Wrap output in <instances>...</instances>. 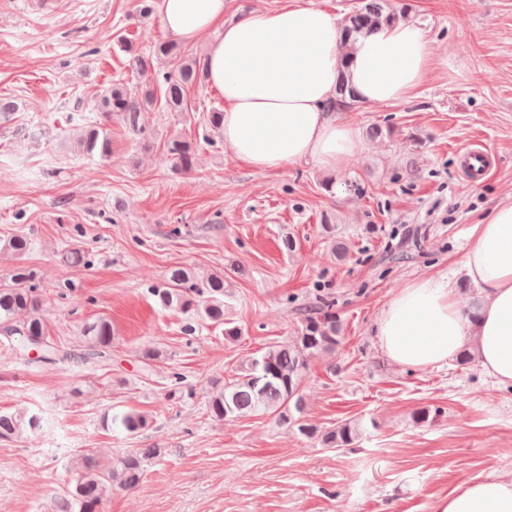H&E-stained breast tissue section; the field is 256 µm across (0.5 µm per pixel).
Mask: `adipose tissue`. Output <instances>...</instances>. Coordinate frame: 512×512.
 Segmentation results:
<instances>
[{
  "mask_svg": "<svg viewBox=\"0 0 512 512\" xmlns=\"http://www.w3.org/2000/svg\"><path fill=\"white\" fill-rule=\"evenodd\" d=\"M230 0H160L162 25L189 44L210 34L204 58L207 82L224 99L225 145L251 168L266 172L305 161L338 171L356 153L355 127L333 117L339 79L358 103L409 100L435 65L433 47L410 23L381 27L345 46L335 16L286 0L279 8L228 18ZM483 291L471 321L445 277L428 276L387 304L376 334L385 355L401 366H441L465 345L500 383L512 384V204L477 225L465 259ZM438 512H512V482L471 479Z\"/></svg>",
  "mask_w": 512,
  "mask_h": 512,
  "instance_id": "obj_1",
  "label": "adipose tissue"
}]
</instances>
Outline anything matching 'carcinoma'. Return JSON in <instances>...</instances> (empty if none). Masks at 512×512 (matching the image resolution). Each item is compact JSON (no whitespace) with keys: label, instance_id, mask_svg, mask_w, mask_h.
Listing matches in <instances>:
<instances>
[{"label":"carcinoma","instance_id":"carcinoma-1","mask_svg":"<svg viewBox=\"0 0 512 512\" xmlns=\"http://www.w3.org/2000/svg\"><path fill=\"white\" fill-rule=\"evenodd\" d=\"M399 19L400 14L388 0H364V4L345 18L344 27L349 34H371ZM155 59L178 62L176 73L162 76L161 97L166 110L183 111L188 90L205 77L203 63L182 58L177 44L173 42H160L151 53L136 55L131 69L143 75L154 69ZM153 101L154 92L150 85L133 90L124 80L116 79L100 96L97 107L107 117L114 113L121 115L132 130L140 133V112ZM80 146L88 156L97 154L104 157L110 152L111 140L103 129L91 128L80 139ZM167 151L177 169L186 172L192 168L188 143L174 139L168 143ZM30 248V240L23 235L13 236L4 244V249L16 256L24 255ZM36 288L35 271L23 266L14 268L9 281L0 284V344L15 351L21 359L26 358L29 350L37 344L40 358L47 364L75 358L87 364L104 361L114 339L111 321L101 317L83 324L80 336L84 340V352L77 355L47 335ZM224 288V273L221 271L200 280L192 270L176 267L151 291L163 307L190 313L215 326H222L224 339L235 341L240 332L237 327L228 326L224 319ZM334 307L332 297L318 295L316 305L306 310L293 341L267 345L260 354L236 365L234 376L216 380L207 406L211 419L224 421L267 415L281 424L297 428L307 437L317 439L324 448L352 445L360 435L358 424L345 421L322 430L307 423L304 417L301 383L309 360L335 351L340 343L342 328ZM22 312L28 313V317L19 321L16 315ZM40 422L41 417L27 409L0 411V439L21 438L33 433L40 427ZM111 426L137 434L150 426V417L137 411L114 413ZM162 454L163 449L157 446L134 448L110 463L105 462V456L98 449L80 455L74 462L76 483L68 491V499L61 505V512H102L113 489L118 487L131 491L137 488L144 476L145 465Z\"/></svg>","mask_w":512,"mask_h":512}]
</instances>
